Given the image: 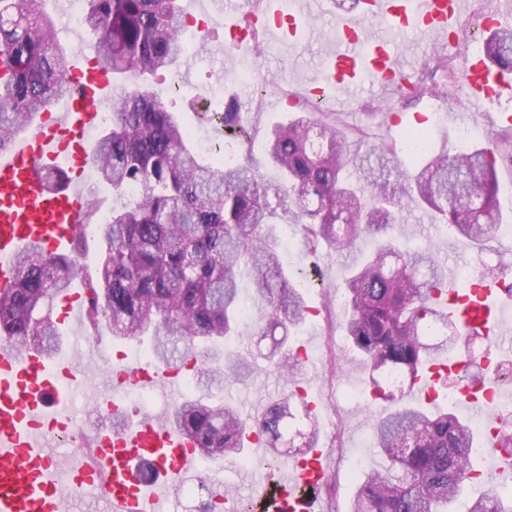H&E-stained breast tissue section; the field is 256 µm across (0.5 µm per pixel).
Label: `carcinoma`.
<instances>
[{
  "mask_svg": "<svg viewBox=\"0 0 512 512\" xmlns=\"http://www.w3.org/2000/svg\"><path fill=\"white\" fill-rule=\"evenodd\" d=\"M42 2L0 0V52L8 58L7 74L0 75V151L38 112L73 90L64 78L65 50ZM84 25L97 36L98 64L131 86L112 103V125L90 146L99 180L119 203L109 223L97 224L100 202L93 193L86 196L87 221L104 245L95 272L84 273L78 262L82 234L64 254L37 246L19 254L16 287L0 294V337L58 353L61 336L43 306L83 275L90 335L105 324L126 340L148 336L152 362H190L200 382H237L253 370L246 355L227 345L240 335L245 317L239 295L245 275L262 302L251 335L259 343L272 337L274 368L293 383L303 360L288 341L310 310L297 277L281 262L277 210L299 227L311 252L321 241L341 253L363 236L377 237L375 251L345 281L340 325L359 355L365 392L385 407L374 431L383 465L367 464L354 479L347 512H448L481 478L472 465L479 442L466 419L408 402V385L445 352L483 376L469 346L478 333L441 307L448 266L434 248H411L388 230L414 205L433 212L478 253L489 250L502 228L496 160L512 158V139L490 135L437 153L429 149L412 173L396 143L383 139L370 146L352 181L348 141L336 118L307 112L267 133L265 157L279 170V179L267 180L250 165L220 167L201 159L178 113L148 85L160 70L176 72L182 59L180 34L187 24L180 0H85ZM484 53L512 73V29L488 38ZM207 118L224 126L225 136L252 141L236 102ZM402 180L408 187L398 197L393 182ZM133 185L140 194L128 193ZM507 270L502 262L483 261L464 289L508 283ZM168 420L189 432L206 458L241 456L252 433L276 459L291 454L283 447L297 437L304 439L302 448L314 447L319 434L316 416L294 392L271 402L258 419L230 404L187 397ZM468 512H512V495L490 486Z\"/></svg>",
  "mask_w": 512,
  "mask_h": 512,
  "instance_id": "cac0c4a2",
  "label": "carcinoma"
}]
</instances>
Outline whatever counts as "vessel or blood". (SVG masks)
<instances>
[{
	"label": "vessel or blood",
	"instance_id": "b4317fda",
	"mask_svg": "<svg viewBox=\"0 0 512 512\" xmlns=\"http://www.w3.org/2000/svg\"><path fill=\"white\" fill-rule=\"evenodd\" d=\"M468 0H351L339 7L336 0H296L293 13L284 14L279 0H269L266 30L272 39L287 42L286 29L298 16L320 9L336 11V48L325 52L323 72L308 82L313 94L330 89L356 96L365 75H372L377 95L402 87L405 70L400 62L406 41L416 35L447 38L455 19L466 11ZM382 18L374 40H366L361 21ZM68 72L82 75L76 98L56 107L54 115H40L31 136L15 151L0 155V291L15 282L18 253L31 242L52 253L66 251L86 221L77 188L44 193L40 175L58 165L61 145L73 143L85 150L98 130L99 107L110 101L113 82L107 72L83 73L79 56L67 62ZM464 83L473 100H496L512 95L506 81L478 56L467 58ZM492 288L472 285L468 295L449 289L450 309L463 312L468 329L493 337L496 347L512 344L498 331L504 314L491 299ZM463 361H454V388L470 410L492 400L487 382L464 376ZM177 370L150 363L125 365L104 371L102 403L108 412L122 409V388H160L164 397L178 400ZM81 373L71 356L49 360L38 351H22L12 343L0 344V512H62L64 500L100 491L106 512H165L176 481L193 472L199 455L195 441L168 421L144 415L123 429L101 428L94 433L95 459L84 454L59 465L53 454L72 420L67 392L80 386ZM328 478L324 449H308L292 461L276 480L253 473L249 479L257 498L274 496L280 512H318V487Z\"/></svg>",
	"mask_w": 512,
	"mask_h": 512
}]
</instances>
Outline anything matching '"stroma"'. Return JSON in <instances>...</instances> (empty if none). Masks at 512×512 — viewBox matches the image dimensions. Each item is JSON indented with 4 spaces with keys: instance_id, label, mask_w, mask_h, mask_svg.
Wrapping results in <instances>:
<instances>
[{
    "instance_id": "obj_1",
    "label": "stroma",
    "mask_w": 512,
    "mask_h": 512,
    "mask_svg": "<svg viewBox=\"0 0 512 512\" xmlns=\"http://www.w3.org/2000/svg\"><path fill=\"white\" fill-rule=\"evenodd\" d=\"M472 7L458 24L462 35L451 38L448 46H441L432 38L420 40L417 48L418 61L407 69L410 84L401 91L385 99L374 98L371 90H364L360 97L335 104L321 102L320 109L334 114L346 135H353L355 129L364 128L365 140L356 141L352 151L354 158H362L368 150V143L378 138H399L402 130L418 126L430 110L441 114V123L432 135L434 150L443 146H454L461 121L452 119V112L478 110L482 114L475 128L483 135H512V130L500 127L496 122L498 112H512V99L470 101L464 91L463 70L466 55L482 53L483 43L490 35L491 28L485 18L490 10H502L501 0H471ZM225 19L212 15L209 22V40L205 48L199 50L201 62L184 77L185 92L169 98L168 103L178 111L182 123L195 129L197 134L211 138H221L220 127L208 122L203 115L208 102L206 97L216 80H223L225 96L234 98L245 112L250 125L255 130L251 149H244L237 142H230L228 149L236 161L253 157L262 164L261 171L266 178H276V171L263 165V149L266 131L274 124L287 122L298 115L301 105H289L282 100L283 94L295 93L316 72L323 49L336 38V18L332 15L301 17L298 27L309 29L310 37L296 39L292 49L285 53L277 52L267 35H260L262 52L236 51L225 38ZM447 59L449 71L437 70L440 59ZM439 84L444 89L440 97H415L411 85L419 80ZM267 86V93H260V86ZM395 231L409 245H432L444 264L459 267L468 265L475 259L471 249L462 248L461 238L433 224L428 214L420 210L404 212ZM287 266L319 270L318 278L313 279L305 291L307 304L315 312L308 318L294 338L296 345L305 347L308 360L303 371V381L320 402L317 415L321 423L319 443L329 448L332 457L345 455L371 457L372 444L361 443L360 438L372 434L375 422L382 411L381 406L369 403L363 396L365 377L361 373H340L339 365L356 361L344 331L335 323L322 317L324 304L340 308L343 283L349 274L352 255H339L327 245H320L313 253H306L302 245H295L292 252L282 255ZM137 347L136 342L112 337L108 329H101L97 336H86L76 346L75 361L83 373V384L71 391L74 412L79 429L78 439H85L102 423L97 415L100 368L129 355ZM357 390L355 398L348 399L342 394L343 388ZM288 391V381L279 373L268 369L266 362H259L254 374L244 382L213 387L211 399L215 402H228L241 412H250L257 400H275ZM342 435V444H335V435ZM246 469L238 461L227 458L222 468H214L211 459L199 461L196 474L191 482L205 488L223 484L231 486L237 501L250 498L249 484L245 479Z\"/></svg>"
}]
</instances>
